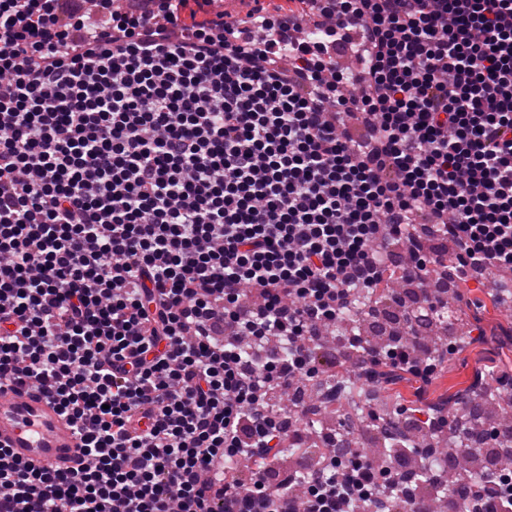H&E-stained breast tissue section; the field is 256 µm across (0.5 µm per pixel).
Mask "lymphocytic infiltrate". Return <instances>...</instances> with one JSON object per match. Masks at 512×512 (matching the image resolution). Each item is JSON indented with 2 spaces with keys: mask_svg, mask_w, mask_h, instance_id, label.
Segmentation results:
<instances>
[{
  "mask_svg": "<svg viewBox=\"0 0 512 512\" xmlns=\"http://www.w3.org/2000/svg\"><path fill=\"white\" fill-rule=\"evenodd\" d=\"M0 0V380L47 389L70 472L0 447V512H416L330 443L271 484L273 392L321 377L355 292L512 272V0H288L185 22ZM354 374L434 352L353 335Z\"/></svg>",
  "mask_w": 512,
  "mask_h": 512,
  "instance_id": "1",
  "label": "lymphocytic infiltrate"
}]
</instances>
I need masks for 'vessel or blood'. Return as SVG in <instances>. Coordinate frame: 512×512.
<instances>
[{"label":"vessel or blood","instance_id":"vessel-or-blood-1","mask_svg":"<svg viewBox=\"0 0 512 512\" xmlns=\"http://www.w3.org/2000/svg\"><path fill=\"white\" fill-rule=\"evenodd\" d=\"M0 446L21 462L50 471L78 468L82 460L75 425L35 387L0 386Z\"/></svg>","mask_w":512,"mask_h":512}]
</instances>
